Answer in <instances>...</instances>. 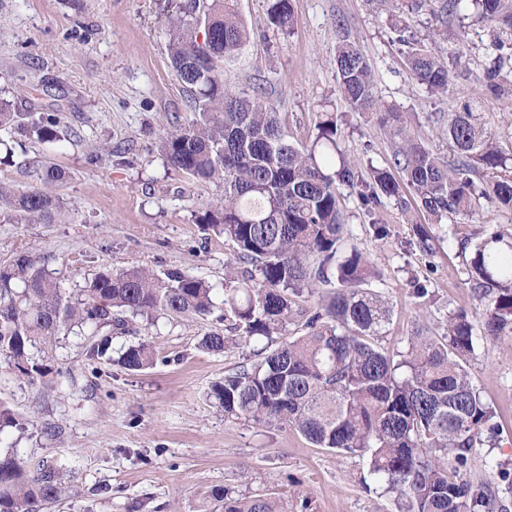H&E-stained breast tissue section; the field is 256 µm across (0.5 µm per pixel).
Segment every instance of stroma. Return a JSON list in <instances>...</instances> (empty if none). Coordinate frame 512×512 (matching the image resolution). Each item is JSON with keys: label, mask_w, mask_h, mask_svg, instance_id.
Segmentation results:
<instances>
[{"label": "stroma", "mask_w": 512, "mask_h": 512, "mask_svg": "<svg viewBox=\"0 0 512 512\" xmlns=\"http://www.w3.org/2000/svg\"><path fill=\"white\" fill-rule=\"evenodd\" d=\"M183 0H0V98L26 90L36 111L56 113L66 139L40 144L11 130L0 181L18 193L36 187L34 168L52 161L69 173L57 195L63 206L49 223L0 221V262L16 252L47 261L65 288L82 287L102 270L178 268L220 284L240 266L223 237L202 233L193 212L220 200L218 182L199 183L175 170L159 149L173 121L194 114L169 60L165 21L179 16ZM295 23L283 32L270 25L272 0H237L250 42L224 66L232 86L261 88L278 104L293 144L309 142L322 113H335L338 147L361 170L386 167L392 147L372 112L343 100L336 78L339 44L355 41L369 59L375 94L404 112L432 151L450 155L445 116L478 99L500 146L512 153V95L485 87L496 51L493 32L475 8L453 14L443 0H292ZM406 20L427 50L447 59L454 93L434 95L403 62L396 24ZM467 52L453 59L457 41ZM62 91H45V78ZM346 229L378 269L374 288L392 317L381 345L406 350L418 326L441 334L452 310H474L463 236L512 233V211L483 205L475 217L424 221L427 249L415 225L391 199L375 217L390 233L373 234L357 193L338 185ZM429 291L425 306L414 282ZM215 317L162 316L138 321L135 333L113 339V348L151 343L157 363L141 372L90 360L83 340L69 338L58 355L65 375L46 391L0 371V405L20 422L0 429V451H14L29 467L48 463L68 491L47 512H211L210 493L228 487L248 496L264 492L286 512H399L395 494L363 485L364 463L313 447L292 428L225 419L210 395L215 381L243 362L253 348L232 345L221 353L201 349L202 336L223 330ZM469 370L496 411L500 432L478 448L472 469L491 456L512 471V339L479 340Z\"/></svg>", "instance_id": "obj_1"}]
</instances>
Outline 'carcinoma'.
Wrapping results in <instances>:
<instances>
[{"label":"carcinoma","mask_w":512,"mask_h":512,"mask_svg":"<svg viewBox=\"0 0 512 512\" xmlns=\"http://www.w3.org/2000/svg\"><path fill=\"white\" fill-rule=\"evenodd\" d=\"M469 1L494 23L495 49L507 48L512 0H447L443 10H460ZM269 19L291 29V0H273ZM407 29L400 20L406 67L432 94L449 95L447 63L406 39ZM167 32L170 64L191 96L195 118L174 125L160 149L192 179L224 185V198L204 205L196 222L233 245L241 279L218 286L178 269L160 275L104 270L68 292L56 272L19 251L0 263V360L45 389L52 384L54 352L72 334L87 340L89 357L110 361L113 336L139 318L207 317L219 310L233 319L229 335L204 334L203 350L258 346V360L232 368L211 386L225 418L289 427L316 448L364 458L370 482L396 494L404 512H494L499 494L468 474L476 449L497 436L494 411L468 361L479 338L512 339V241L494 233L475 244L461 242L471 248L469 284L480 331L466 311H450L442 335L414 331L396 359L379 345L390 306L372 287L377 273L370 261L345 237L336 182L357 190L371 217L384 197L406 213L415 208L437 220L474 214L484 202L512 210V155L470 104L448 113L454 160L433 153L404 113L380 105L368 59L345 40L335 58L344 99L355 110L378 114L393 146L390 168H372L366 178L336 156L333 114H322L310 144L295 146L269 96L224 84V61L250 38L234 0H185L183 16L170 21ZM505 59L496 55L486 73L491 90L501 94ZM3 126L43 143L62 135L57 115L1 100ZM35 175L42 187L22 194L0 182L4 220L36 223L60 210L46 187L66 181L67 172L43 162ZM319 293L326 300L315 310L296 305V298ZM154 362V350L143 342L120 350L117 359L130 372ZM64 492L53 470L34 473L16 454H0V512H41ZM211 497L222 512H284L266 495L218 487Z\"/></svg>","instance_id":"carcinoma-1"}]
</instances>
